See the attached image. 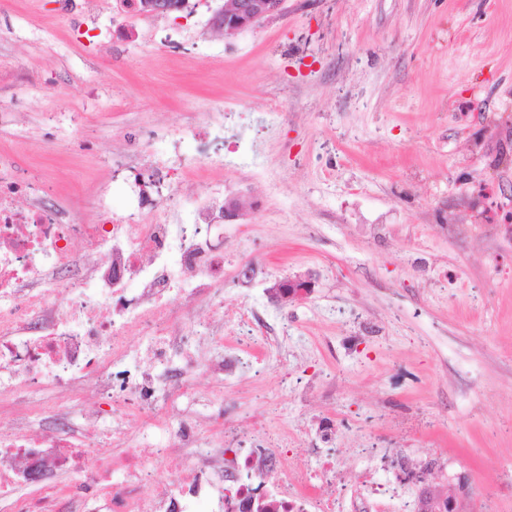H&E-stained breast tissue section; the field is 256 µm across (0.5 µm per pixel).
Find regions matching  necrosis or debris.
I'll return each instance as SVG.
<instances>
[{
  "label": "necrosis or debris",
  "instance_id": "1",
  "mask_svg": "<svg viewBox=\"0 0 512 512\" xmlns=\"http://www.w3.org/2000/svg\"><path fill=\"white\" fill-rule=\"evenodd\" d=\"M107 163L133 201L121 216L101 209L78 224L59 201L15 179L17 154L0 151V409L12 412L0 458L14 462L0 470V493L40 488L26 512H71L85 491L87 512H417L399 489L421 483L425 467L401 459L382 478L376 448H358L371 465L352 483L330 458L314 469L282 467L295 440L284 431L256 424L244 434L192 411L169 427L165 410L193 395L196 370L217 373L212 396L223 401L258 345H274L280 331L224 299L223 208L196 207L188 223L174 213L186 168L147 170L130 153ZM188 327L204 348H189ZM140 334L148 344L132 350ZM43 387L55 391L44 407L51 426L34 436L26 395ZM91 394L121 413L112 451L68 423ZM130 414L144 421L140 436L128 431ZM172 457L182 461L175 472L164 467ZM64 473L79 475V487L47 491ZM144 484L149 493H140Z\"/></svg>",
  "mask_w": 512,
  "mask_h": 512
}]
</instances>
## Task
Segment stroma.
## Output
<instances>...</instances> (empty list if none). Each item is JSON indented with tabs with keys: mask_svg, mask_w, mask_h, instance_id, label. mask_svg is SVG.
Here are the masks:
<instances>
[{
	"mask_svg": "<svg viewBox=\"0 0 512 512\" xmlns=\"http://www.w3.org/2000/svg\"><path fill=\"white\" fill-rule=\"evenodd\" d=\"M223 5L150 16L96 0L89 27L121 37L81 47L60 0H0L16 177L76 220L118 215L95 158L122 130L154 131L165 150L147 163L177 167L217 113H243L224 135L257 139L261 167L205 159L178 199L184 217L235 202L224 298L288 325L258 351L261 379L225 391V422L295 434L331 417L321 452L353 473L362 428L435 461L431 492L455 496L466 475L462 512H512V0H287L232 38L211 23ZM297 276L310 295L270 302Z\"/></svg>",
	"mask_w": 512,
	"mask_h": 512,
	"instance_id": "35a3bbf8",
	"label": "stroma"
}]
</instances>
